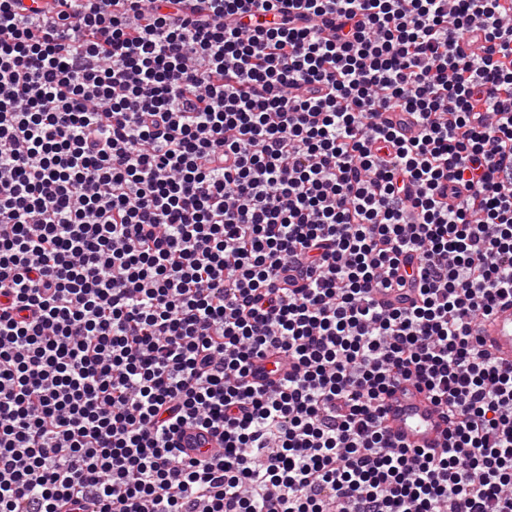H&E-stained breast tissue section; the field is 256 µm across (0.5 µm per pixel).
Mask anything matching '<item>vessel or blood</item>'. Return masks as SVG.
<instances>
[{"mask_svg": "<svg viewBox=\"0 0 512 512\" xmlns=\"http://www.w3.org/2000/svg\"><path fill=\"white\" fill-rule=\"evenodd\" d=\"M481 334L486 348L503 362H512V299L502 300ZM384 411V424L393 441L410 448L442 447L448 428L446 417L415 384L404 382L395 386L384 401ZM176 442L192 455L207 457L224 451L217 438L194 428L179 433Z\"/></svg>", "mask_w": 512, "mask_h": 512, "instance_id": "vessel-or-blood-1", "label": "vessel or blood"}]
</instances>
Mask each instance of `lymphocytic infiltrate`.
<instances>
[{
	"label": "lymphocytic infiltrate",
	"instance_id": "lymphocytic-infiltrate-1",
	"mask_svg": "<svg viewBox=\"0 0 512 512\" xmlns=\"http://www.w3.org/2000/svg\"><path fill=\"white\" fill-rule=\"evenodd\" d=\"M253 2L0 0V512H512V0ZM481 336L485 347L504 363L512 362V299H503L484 324ZM390 438L409 448H442L448 421L424 390L411 382L395 386L384 401ZM175 440L179 447L185 448L190 455L207 457L224 452L223 445L217 438L199 429H185L175 437Z\"/></svg>",
	"mask_w": 512,
	"mask_h": 512
}]
</instances>
